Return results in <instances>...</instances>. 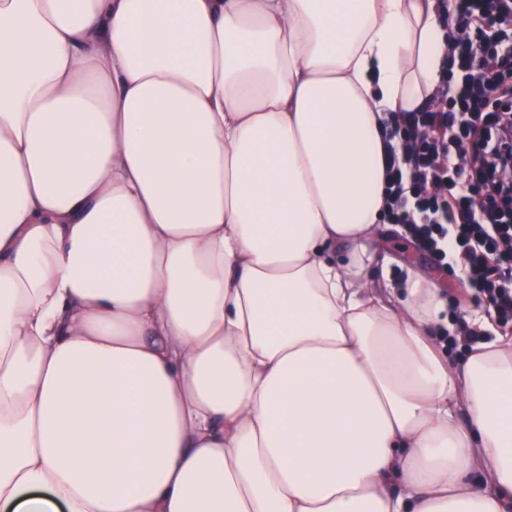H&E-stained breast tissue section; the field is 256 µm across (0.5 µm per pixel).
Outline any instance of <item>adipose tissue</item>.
Segmentation results:
<instances>
[{"mask_svg":"<svg viewBox=\"0 0 512 512\" xmlns=\"http://www.w3.org/2000/svg\"><path fill=\"white\" fill-rule=\"evenodd\" d=\"M439 0H0V512H512V337L379 258Z\"/></svg>","mask_w":512,"mask_h":512,"instance_id":"ef3b65f1","label":"adipose tissue"}]
</instances>
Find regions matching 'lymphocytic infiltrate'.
Masks as SVG:
<instances>
[{
  "mask_svg": "<svg viewBox=\"0 0 512 512\" xmlns=\"http://www.w3.org/2000/svg\"><path fill=\"white\" fill-rule=\"evenodd\" d=\"M455 31L429 108L392 113L390 223L449 258L492 322L512 323V0H456Z\"/></svg>",
  "mask_w": 512,
  "mask_h": 512,
  "instance_id": "1",
  "label": "lymphocytic infiltrate"
}]
</instances>
